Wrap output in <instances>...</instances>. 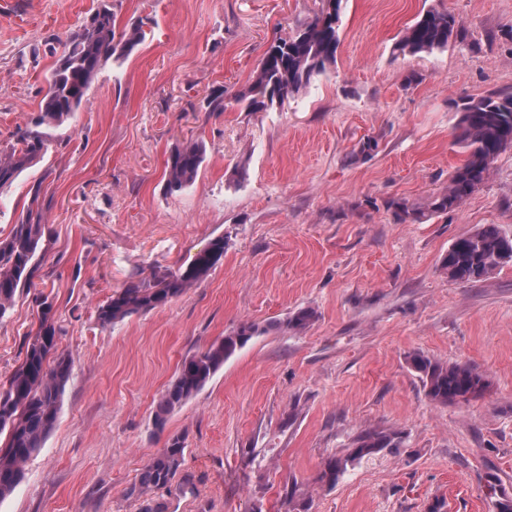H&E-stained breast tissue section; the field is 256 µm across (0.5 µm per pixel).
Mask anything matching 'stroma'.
<instances>
[{
	"mask_svg": "<svg viewBox=\"0 0 512 512\" xmlns=\"http://www.w3.org/2000/svg\"><path fill=\"white\" fill-rule=\"evenodd\" d=\"M145 40L107 63L42 162L0 191L9 233L39 192L52 238L47 278L58 346L72 360L59 421L0 512H139L126 490L175 434L194 490L168 512H276L297 481L312 512H496L487 481L512 493V264L477 283L441 270L452 242L484 224L512 236V149L456 210L423 224L386 202L440 191L465 154L456 105L512 94V0H342L335 65L284 106L243 112L236 94L263 54L315 14L318 0H109ZM97 0H15L0 12V147L39 110L52 36ZM454 13L464 43L400 55L429 8ZM223 95L227 107L212 111ZM373 139L370 156L359 149ZM204 143L195 182L164 191L176 147ZM227 236L220 264L181 297L112 327L96 308L141 269L188 264ZM301 331H272L303 308ZM265 327L156 430V402L182 361L240 323ZM36 327L31 297L0 322V382ZM413 352L470 364L479 398L432 402ZM401 445L350 466L333 489L325 461L368 430ZM267 453L262 473L248 449Z\"/></svg>",
	"mask_w": 512,
	"mask_h": 512,
	"instance_id": "35a3bbf8",
	"label": "stroma"
}]
</instances>
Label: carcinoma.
Here are the masks:
<instances>
[{
  "mask_svg": "<svg viewBox=\"0 0 512 512\" xmlns=\"http://www.w3.org/2000/svg\"><path fill=\"white\" fill-rule=\"evenodd\" d=\"M342 0H323L321 11L292 36L275 40L266 50L250 86L234 97L247 112H266L305 87L311 78L336 63L340 43ZM460 20L446 10L429 9L407 27L394 51L401 55L432 52L448 46L462 35ZM145 39L143 25L117 30L116 16L106 0L90 10L82 24L65 37L52 38L48 53L55 58L51 72L54 89L43 95L39 114L11 133L12 142L0 149V191L24 170L40 163L47 151L46 138L68 123L108 61L127 58ZM456 141L465 150L463 163L455 168L448 186L431 195L426 203L406 199L387 201L397 220L423 224L435 215L456 210L488 178L493 161L512 146V95H490L469 99L457 106ZM204 145L187 144L173 150L164 173V189L172 195L191 185L203 162ZM39 190H34L26 214L10 232L0 235V320L12 312L17 299L43 278L44 245L51 234L43 215L34 209ZM226 240L209 241L186 267L174 271H151L112 292L98 306L97 319L106 328L125 318L146 313L179 298L187 288L202 281L224 257ZM512 262V238L496 225L484 224L456 238L442 260V269L453 281L467 284L486 280ZM37 325L25 343L23 361L0 385V498L21 483L25 465L42 448L57 425L71 372V359L58 348L61 332L54 306L46 297L35 298ZM311 308L297 311L281 327L300 331L315 319ZM268 331L254 323H243L224 338L185 359L175 377L159 397L154 425L162 430L172 413L196 395L238 349L252 337ZM427 396L448 405L482 396L490 386L487 375L468 363L432 359L420 352L409 355ZM400 445L398 433L369 430L358 436L343 457L327 459L317 482L333 488L354 462ZM185 440L170 437L140 474L126 495L142 502L141 512H167L165 502L154 494L183 496L190 482L180 476ZM283 512H311L312 502L298 492L297 484L284 487Z\"/></svg>",
  "mask_w": 512,
  "mask_h": 512,
  "instance_id": "cac0c4a2",
  "label": "carcinoma"
}]
</instances>
